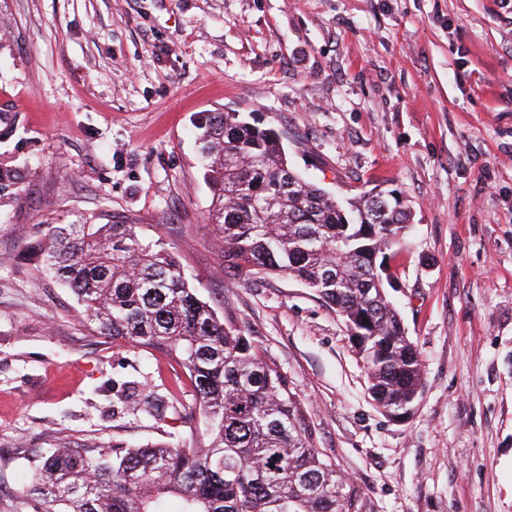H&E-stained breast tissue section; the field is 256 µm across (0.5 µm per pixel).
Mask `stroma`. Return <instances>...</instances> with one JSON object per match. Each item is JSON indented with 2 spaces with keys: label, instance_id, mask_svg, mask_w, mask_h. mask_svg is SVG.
Listing matches in <instances>:
<instances>
[{
  "label": "stroma",
  "instance_id": "obj_1",
  "mask_svg": "<svg viewBox=\"0 0 512 512\" xmlns=\"http://www.w3.org/2000/svg\"><path fill=\"white\" fill-rule=\"evenodd\" d=\"M0 512L58 447L179 431L127 414L183 382L92 335L20 256L42 224L163 238L204 300L266 349L318 448L371 512H512V0H0ZM238 112L338 197L396 190L413 231L389 289L421 356L398 421L341 317L300 282L224 275L193 123Z\"/></svg>",
  "mask_w": 512,
  "mask_h": 512
}]
</instances>
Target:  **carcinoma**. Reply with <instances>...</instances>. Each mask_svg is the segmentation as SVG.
Segmentation results:
<instances>
[{"mask_svg": "<svg viewBox=\"0 0 512 512\" xmlns=\"http://www.w3.org/2000/svg\"><path fill=\"white\" fill-rule=\"evenodd\" d=\"M196 143L211 191L224 272L287 276L341 316L376 405L401 417L423 384L420 353L389 300L388 259L405 240L401 197L370 191L342 202L288 165L284 134L238 112L200 117ZM27 260L75 296L98 336L154 350L186 373L198 410L166 388L134 415L204 432L103 451L54 449L23 493L42 512H370L360 485L317 448L304 403L262 345L218 316L182 262L137 225L47 224Z\"/></svg>", "mask_w": 512, "mask_h": 512, "instance_id": "cac0c4a2", "label": "carcinoma"}]
</instances>
